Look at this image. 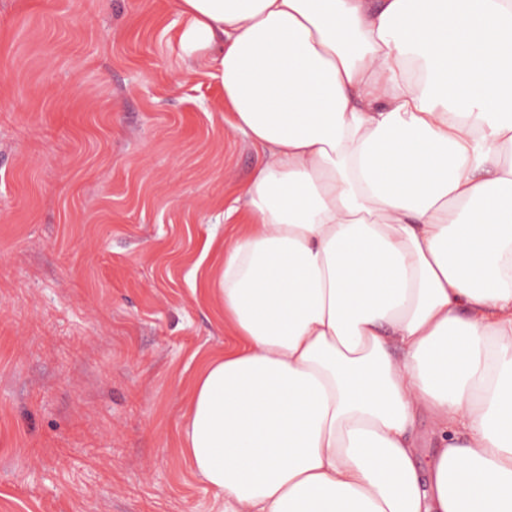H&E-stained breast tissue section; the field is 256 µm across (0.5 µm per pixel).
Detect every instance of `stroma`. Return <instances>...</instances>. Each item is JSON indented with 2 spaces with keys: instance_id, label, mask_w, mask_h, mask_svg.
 <instances>
[{
  "instance_id": "obj_1",
  "label": "stroma",
  "mask_w": 512,
  "mask_h": 512,
  "mask_svg": "<svg viewBox=\"0 0 512 512\" xmlns=\"http://www.w3.org/2000/svg\"><path fill=\"white\" fill-rule=\"evenodd\" d=\"M170 0H0V512H217L179 450L230 346L208 244L262 149Z\"/></svg>"
}]
</instances>
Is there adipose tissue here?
Segmentation results:
<instances>
[{
  "label": "adipose tissue",
  "instance_id": "1",
  "mask_svg": "<svg viewBox=\"0 0 512 512\" xmlns=\"http://www.w3.org/2000/svg\"><path fill=\"white\" fill-rule=\"evenodd\" d=\"M172 4L266 155L182 455L224 512H512V0Z\"/></svg>",
  "mask_w": 512,
  "mask_h": 512
}]
</instances>
